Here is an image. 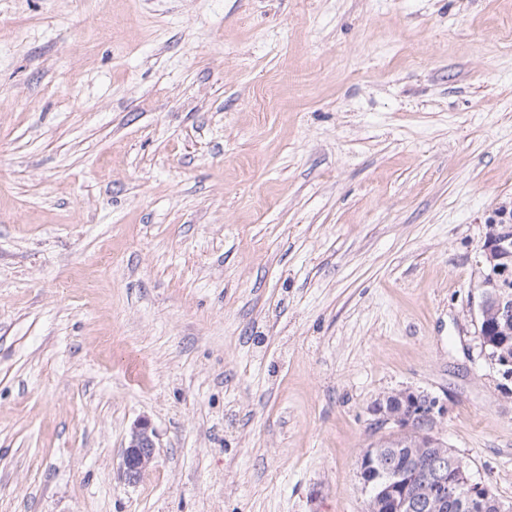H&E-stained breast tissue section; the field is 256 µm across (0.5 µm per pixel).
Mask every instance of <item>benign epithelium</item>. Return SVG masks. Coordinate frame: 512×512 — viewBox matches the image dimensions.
<instances>
[{"mask_svg": "<svg viewBox=\"0 0 512 512\" xmlns=\"http://www.w3.org/2000/svg\"><path fill=\"white\" fill-rule=\"evenodd\" d=\"M512 224V212L498 210L496 218L487 224L483 244L482 261L485 267L481 279L472 293L469 313L474 325L478 316L492 309L495 321L482 324L476 335L484 336L494 329L500 336L512 335V235L506 225ZM480 355L498 372L505 392L512 391V347L508 341L487 352L486 345H479ZM388 402L378 400L370 408L372 425L380 432L396 436L415 433L423 440L422 447L433 452V465L420 479L412 469L382 468L373 448L363 452L365 491L376 500L377 506L387 512H438L446 503L466 496L495 507L496 512H512V508L493 500L492 493L481 480L465 475L463 462L457 452L442 448L439 427L448 414V407L439 397L410 387L390 392ZM156 434L151 423L143 419L130 432L128 445L122 455L121 471L124 479L137 483L150 467L156 448ZM423 485L421 495L412 493L415 483Z\"/></svg>", "mask_w": 512, "mask_h": 512, "instance_id": "7a95c632", "label": "benign epithelium"}]
</instances>
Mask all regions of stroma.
Here are the masks:
<instances>
[{"label":"stroma","instance_id":"obj_1","mask_svg":"<svg viewBox=\"0 0 512 512\" xmlns=\"http://www.w3.org/2000/svg\"><path fill=\"white\" fill-rule=\"evenodd\" d=\"M0 44V512H365L405 387L512 502L467 313L512 0H0ZM155 438V431L146 419L131 428L121 463L122 476L129 484L137 483L150 467L156 448Z\"/></svg>","mask_w":512,"mask_h":512}]
</instances>
